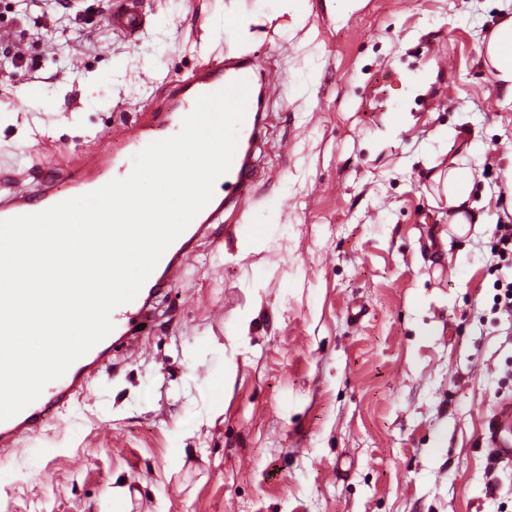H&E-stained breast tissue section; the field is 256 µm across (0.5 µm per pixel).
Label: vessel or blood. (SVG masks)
Returning <instances> with one entry per match:
<instances>
[{
  "mask_svg": "<svg viewBox=\"0 0 512 512\" xmlns=\"http://www.w3.org/2000/svg\"><path fill=\"white\" fill-rule=\"evenodd\" d=\"M112 28L119 35L132 39L145 27L147 20L139 11L137 0H126L123 10L113 14ZM243 80L249 87L247 109L240 128L230 169L215 183L223 198H212L192 220L184 232L169 246L156 265L167 281L178 279L193 255L192 244L205 225L218 223L224 213L235 211L240 199L250 197L256 184L251 158L245 157L243 145H256L261 136L265 110L266 87L280 83V73L256 53L228 50L215 66L202 65L186 79L167 82L162 86L161 103L140 121L123 127H107L97 131L93 143L76 154L59 169L34 172L25 189H15L12 182L0 181V220L44 211L69 199L72 190L83 193L96 191L121 176L130 174L126 154H136L148 144L179 133L183 119L190 114L199 96L218 92L229 84ZM121 141L125 153L105 152L104 146ZM157 290L153 280H146L136 298L116 307L111 313L113 329L84 356L76 360L65 374L48 383L40 397L15 416L0 421V446L7 448L34 426L43 424L50 413L63 407L75 396L101 367L115 343L135 346V325L155 317L152 298ZM512 429V406L503 405L490 423L483 441L491 458L512 460V439L506 435Z\"/></svg>",
  "mask_w": 512,
  "mask_h": 512,
  "instance_id": "obj_1",
  "label": "vessel or blood"
}]
</instances>
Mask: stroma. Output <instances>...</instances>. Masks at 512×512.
Masks as SVG:
<instances>
[{
    "mask_svg": "<svg viewBox=\"0 0 512 512\" xmlns=\"http://www.w3.org/2000/svg\"><path fill=\"white\" fill-rule=\"evenodd\" d=\"M120 2L0 0V172L62 166L229 47L282 80L253 195L137 351L0 447V512H512L481 446L512 399V94L482 53L506 0H140L133 40ZM455 159L484 218L462 235ZM112 30L119 35L134 39L147 24L146 17L139 11L136 0H127L125 8L112 14ZM473 181V172L469 168L451 167L446 177L448 207L455 213L450 224H483V217L472 211L468 199ZM465 212L470 217L465 216Z\"/></svg>",
    "mask_w": 512,
    "mask_h": 512,
    "instance_id": "35a3bbf8",
    "label": "stroma"
}]
</instances>
